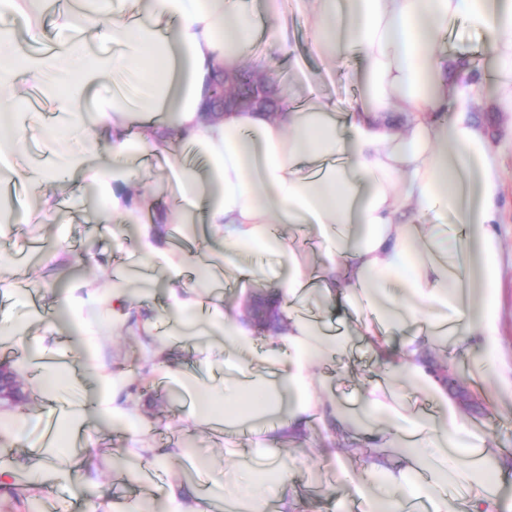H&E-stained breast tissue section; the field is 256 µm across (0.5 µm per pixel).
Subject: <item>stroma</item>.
Masks as SVG:
<instances>
[{"label":"stroma","mask_w":512,"mask_h":512,"mask_svg":"<svg viewBox=\"0 0 512 512\" xmlns=\"http://www.w3.org/2000/svg\"><path fill=\"white\" fill-rule=\"evenodd\" d=\"M288 29L287 45L269 41L258 53L275 63V76L281 90L287 91L290 106L314 96L345 110L359 99L361 90L352 77L359 62L353 57L332 60L317 56L311 47V33L304 24L298 0H281ZM475 122L484 128L494 151L499 177L500 198L496 229L499 236L501 273L499 280V327L502 353L512 363V112L484 103H472ZM59 205L45 224H19L12 234L0 237V253L13 256V263L0 269V319H20L24 306L17 296L29 289L49 288L55 283L58 260H65L79 271L92 287L110 286L114 270L138 261L134 238L120 236L118 228L102 226L97 214L94 191L89 183L60 192ZM58 251V260L46 259ZM132 306L149 317L153 333L140 336L113 327L108 311H100V335L95 345L73 364L69 384L60 390L61 400L79 395L87 385L86 373L101 364L114 374L123 375L126 389L138 413L149 427L148 437L155 446L191 448L209 456L212 468L221 472L226 486L237 485L244 466L260 469L259 449L253 448L251 434H228L211 424L189 420L192 397L176 386L174 370L192 365L196 355L187 339L174 338L159 297L133 291ZM315 371L341 401L354 404L360 398L367 378L381 375L382 369L362 345L338 353ZM455 377L459 388L471 396L464 414L476 428L488 434L500 447L512 449V421L500 418L494 408L496 374L470 373L466 359H458ZM150 382L142 391L141 379ZM89 467L111 500L123 501L136 495L125 476L141 469L122 433L109 428L92 432ZM336 437L320 424H313L304 445L287 450L291 488L302 501V512H361L359 498L338 484L332 463ZM151 490L183 478L193 482L203 501H211L215 489L210 477L199 474L194 460L175 456L146 469Z\"/></svg>","instance_id":"35a3bbf8"}]
</instances>
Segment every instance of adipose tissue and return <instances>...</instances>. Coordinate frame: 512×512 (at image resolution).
I'll list each match as a JSON object with an SVG mask.
<instances>
[{"mask_svg": "<svg viewBox=\"0 0 512 512\" xmlns=\"http://www.w3.org/2000/svg\"><path fill=\"white\" fill-rule=\"evenodd\" d=\"M308 2L314 50L362 59L357 75L365 95L348 111L335 112L315 98L274 117L206 116L215 71L265 65L255 51L258 40L286 41L280 0L258 6L252 0H65L55 23L77 36L51 50L39 49L38 25L22 40L0 29V88L13 91L0 102V130L12 132L0 137V155L25 149L27 132L38 126L33 91L53 102V129L76 143L55 169L9 173V180L42 188L38 207L12 213V223H44L55 208L57 181L79 177L93 185L104 220L132 226L143 264L167 254L158 244L159 224L197 225L202 246L224 254L220 266L182 256L159 280H140L135 268L118 271L105 292L63 273L52 293L56 320L40 337L13 327L8 338L28 346L23 362L63 380L70 369L54 336L69 331L77 344L90 346L104 308L113 326L136 329L132 282L162 291L169 312L185 323L202 303L181 282L185 266L196 264L202 283L221 275L251 280L258 272L244 264V254H278L283 333L259 336L240 307L211 303L209 327L223 347L198 340L201 371L177 380L198 394L195 422L242 431L256 420L272 421L262 443L266 485L225 489V498L243 503L245 512H300L288 491L282 445L304 442L316 421L335 432L337 462L362 459L364 481L353 491L364 512H405L413 500L428 501L431 512H456L446 495L451 485L463 490L465 512H503L512 453L490 448L487 435L466 420L458 393L433 373L432 356L452 348L482 373L500 352L499 174L489 137L468 108L455 110L450 120L438 118L449 99L468 94L448 80L464 69L463 55L441 52L439 45L449 22L460 17L483 33L492 62L490 99L512 112V0ZM101 37L111 39L112 54L89 51V41ZM107 78L111 88L99 93ZM396 113L404 118L399 128L392 121ZM146 157L171 170L177 202L144 220L139 213L147 197L134 179ZM431 215H450L462 225L459 249L433 234L426 223ZM277 224L307 227L321 242L324 263L309 267L288 237L274 232ZM316 282L321 299L370 315L358 334L389 376L366 386L354 407L327 396L312 371L347 344L304 313ZM390 328L402 331L400 341L387 336ZM223 349L241 357L234 382L243 397L262 394L257 408L227 415L218 407L203 372ZM400 380L425 392L437 415L412 412L396 389ZM95 383V391L54 420L50 442L37 437L30 445L42 459L39 484L66 485L85 500L95 498L99 485L81 470L68 439L87 432L92 421L135 438L141 460L154 464L167 457L143 440L145 421L124 393V378L99 374ZM104 512L204 510L193 484L181 481L155 495L109 502Z\"/></svg>", "mask_w": 512, "mask_h": 512, "instance_id": "adipose-tissue-1", "label": "adipose tissue"}]
</instances>
